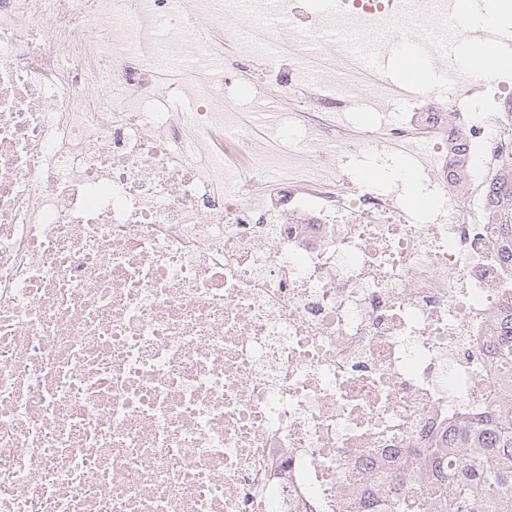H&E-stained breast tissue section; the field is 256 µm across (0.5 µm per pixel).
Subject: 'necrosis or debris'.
<instances>
[{
    "label": "necrosis or debris",
    "instance_id": "4bbe7bcc",
    "mask_svg": "<svg viewBox=\"0 0 512 512\" xmlns=\"http://www.w3.org/2000/svg\"><path fill=\"white\" fill-rule=\"evenodd\" d=\"M451 11L0 0V512H364L393 451L499 404L512 77L397 113L348 70L447 66ZM365 157L366 158H362L363 161H360L359 163L366 171H375L381 179L387 177L388 186L393 189L397 188L396 171L399 167H407V161L400 163L399 161L394 160L390 165H380V163H378L379 165H376L373 157ZM494 213L499 216V248L512 260V161L506 163L497 187L490 195Z\"/></svg>",
    "mask_w": 512,
    "mask_h": 512
}]
</instances>
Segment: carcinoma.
<instances>
[{"label":"carcinoma","mask_w":512,"mask_h":512,"mask_svg":"<svg viewBox=\"0 0 512 512\" xmlns=\"http://www.w3.org/2000/svg\"><path fill=\"white\" fill-rule=\"evenodd\" d=\"M499 216V248L512 259V161L490 195ZM495 354L512 372V305L503 310ZM424 472L420 491L405 477ZM371 512H512V400L495 409L448 424L445 434L419 450L400 452L387 496L368 500Z\"/></svg>","instance_id":"obj_1"}]
</instances>
